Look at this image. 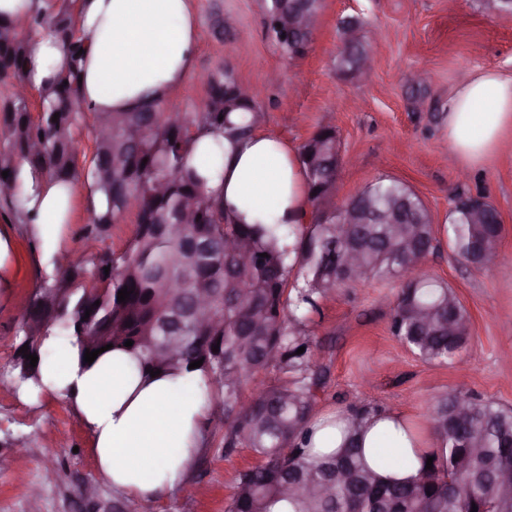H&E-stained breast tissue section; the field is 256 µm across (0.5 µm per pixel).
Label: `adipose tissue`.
Here are the masks:
<instances>
[{
    "instance_id": "adipose-tissue-1",
    "label": "adipose tissue",
    "mask_w": 512,
    "mask_h": 512,
    "mask_svg": "<svg viewBox=\"0 0 512 512\" xmlns=\"http://www.w3.org/2000/svg\"><path fill=\"white\" fill-rule=\"evenodd\" d=\"M80 30L91 51L83 96L97 112H135L167 100L189 72L197 47L196 16L189 0H84ZM65 62L51 35L32 46L30 80L48 86ZM512 125V78L486 71L469 77L448 102V141L454 153L479 161ZM190 163L207 191L223 195L228 220L245 224H302L309 218L306 176L295 147L263 131L237 148L202 134ZM18 203L35 210L38 234L49 250L61 247L75 190L36 182L29 166L18 179ZM41 365L45 392L71 399L92 437L99 473L128 498L145 503L184 480L202 449L210 385L201 371L144 374L125 348L81 367L70 337L51 332ZM406 418L390 412L368 432L365 448L381 476H416L431 448L407 438Z\"/></svg>"
}]
</instances>
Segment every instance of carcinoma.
Wrapping results in <instances>:
<instances>
[{
  "instance_id": "carcinoma-1",
  "label": "carcinoma",
  "mask_w": 512,
  "mask_h": 512,
  "mask_svg": "<svg viewBox=\"0 0 512 512\" xmlns=\"http://www.w3.org/2000/svg\"><path fill=\"white\" fill-rule=\"evenodd\" d=\"M81 0H62L58 9L33 0L18 20L0 21V192L14 189L19 163L36 178L67 184L80 178L90 188L86 239L99 243L85 259L56 261L41 279L15 328L14 369L18 381L41 385L43 343L57 328L76 339L80 353L105 346L93 337L110 326L111 344L135 354L143 372L176 375L204 358L210 332L194 316L196 298L209 297L222 359L198 367L213 390L224 396V443L253 452L259 464L239 474L225 512H512V480L503 483L487 461L512 469V407L452 391L432 405L427 422L442 454L432 468L407 481L380 477L368 465L362 447L366 420L383 410L369 405L347 414L344 442L336 452L315 457L311 413L326 369L313 363L309 315L321 298L349 283L403 276L408 282L397 296L390 329L420 359L451 364L466 346L472 319L455 291L421 270L435 250L433 219L422 200L397 179L380 178L363 190L377 210L399 215L401 224H324L321 204L336 192L339 149L336 129L324 125L298 151L306 175L309 201L318 218L307 224H227L224 198L204 189L206 178L189 166L195 137L205 129L236 142L244 131L260 126L264 112L253 100L234 93L237 79L221 69L205 79L200 112H167L150 105L138 112H94L82 96L88 49L79 29ZM357 32L348 36L337 56L339 71L363 70L372 46ZM53 34L65 47L66 61L51 84L39 89L40 111L33 120L28 101L15 94L27 83L34 38ZM270 38L290 58L304 55L302 42ZM57 121H52L54 114ZM89 129L94 160L78 169L76 135ZM167 183L160 196L155 186ZM190 201L202 214L198 224H178L179 206ZM137 223L127 247L105 244L112 224L129 209ZM448 245L469 261L473 243L496 254L502 234L498 210L484 203L481 221L454 206ZM196 241L188 249L185 242ZM248 244L249 263L239 261L230 245ZM360 245L361 268L353 278L343 267L351 243ZM110 271H105V268ZM295 278L288 291L289 278ZM135 287L130 299L118 291ZM89 318H84L85 312ZM131 326H126V323ZM38 356L37 366L19 353L23 345ZM305 351L296 354L300 347ZM268 368L281 379L262 383L249 402H241L243 378ZM464 460L459 466L454 458Z\"/></svg>"
}]
</instances>
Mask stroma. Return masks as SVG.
Returning a JSON list of instances; mask_svg holds the SVG:
<instances>
[{
	"label": "stroma",
	"mask_w": 512,
	"mask_h": 512,
	"mask_svg": "<svg viewBox=\"0 0 512 512\" xmlns=\"http://www.w3.org/2000/svg\"><path fill=\"white\" fill-rule=\"evenodd\" d=\"M197 51L170 111H201L205 77L231 70L264 111L262 130L301 146L320 126L336 128V199L345 202L377 178L406 183L430 211L439 247L427 271L452 288L472 317L471 337L453 365L426 362L390 332L401 279L369 280L322 299L308 329L316 363L327 369L314 416L367 403L404 414L429 432V408L452 389L512 407V127L501 148L477 163L448 146V100L482 71L512 77V14H489L483 0H323L305 56L288 58L267 37L261 0H192ZM375 43L374 62L357 75L336 67L347 23ZM422 72V86L411 79ZM481 195L498 210L500 261L482 271L456 256L446 229L453 200ZM88 187L77 182L62 251L84 257ZM12 250L0 266V512H224L239 473L256 466L245 448H224V399L214 395L204 451L182 484L147 510L98 472L89 431L68 398L20 394L11 384L14 330L48 272L40 238L0 211ZM97 493L86 499L83 485Z\"/></svg>",
	"instance_id": "stroma-1"
}]
</instances>
